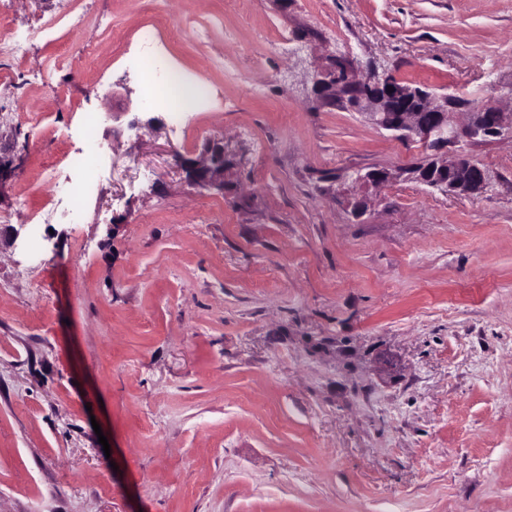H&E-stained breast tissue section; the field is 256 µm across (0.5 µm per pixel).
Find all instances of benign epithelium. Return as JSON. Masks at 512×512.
Wrapping results in <instances>:
<instances>
[{
    "label": "benign epithelium",
    "instance_id": "obj_1",
    "mask_svg": "<svg viewBox=\"0 0 512 512\" xmlns=\"http://www.w3.org/2000/svg\"><path fill=\"white\" fill-rule=\"evenodd\" d=\"M316 71L313 92L325 104H339L364 116L377 127L401 138H418L430 147H456L464 140L486 141L512 133V113L488 104L467 113V121L456 120L459 103L448 94L435 97L419 88L403 86L377 70L356 77L352 60L342 54L330 55L327 64L312 62ZM192 180L202 186L224 191V145L213 142L188 165ZM429 188L460 195H477L489 183L487 171L461 150L443 161L425 160L394 172L357 170L350 175L355 186H379L400 176Z\"/></svg>",
    "mask_w": 512,
    "mask_h": 512
}]
</instances>
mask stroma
<instances>
[{"label":"stroma","mask_w":512,"mask_h":512,"mask_svg":"<svg viewBox=\"0 0 512 512\" xmlns=\"http://www.w3.org/2000/svg\"><path fill=\"white\" fill-rule=\"evenodd\" d=\"M0 0V512H512V135L490 186L353 171L429 152L324 106L335 51L512 112V0ZM154 25L212 93L173 124L127 50ZM51 35H44V28ZM70 51L83 78L44 72ZM102 80L114 98H90ZM41 116L38 130L22 112ZM100 125L99 185L52 225L43 166ZM223 141L224 189L181 159ZM106 444H99V437Z\"/></svg>","instance_id":"1"}]
</instances>
